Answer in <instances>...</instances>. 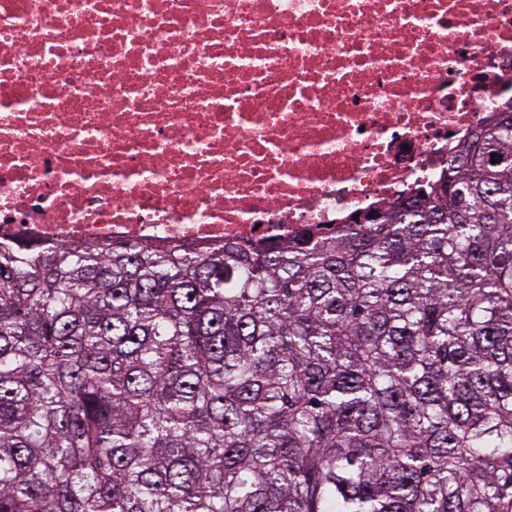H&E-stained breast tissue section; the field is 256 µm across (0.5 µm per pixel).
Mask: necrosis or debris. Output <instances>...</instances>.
Listing matches in <instances>:
<instances>
[{
  "mask_svg": "<svg viewBox=\"0 0 512 512\" xmlns=\"http://www.w3.org/2000/svg\"><path fill=\"white\" fill-rule=\"evenodd\" d=\"M512 98V0H0V240L341 227Z\"/></svg>",
  "mask_w": 512,
  "mask_h": 512,
  "instance_id": "necrosis-or-debris-1",
  "label": "necrosis or debris"
}]
</instances>
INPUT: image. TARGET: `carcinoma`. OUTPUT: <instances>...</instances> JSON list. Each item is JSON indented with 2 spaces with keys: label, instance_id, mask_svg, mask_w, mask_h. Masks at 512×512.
I'll return each instance as SVG.
<instances>
[{
  "label": "carcinoma",
  "instance_id": "1",
  "mask_svg": "<svg viewBox=\"0 0 512 512\" xmlns=\"http://www.w3.org/2000/svg\"><path fill=\"white\" fill-rule=\"evenodd\" d=\"M0 512H512V100L334 235L0 241Z\"/></svg>",
  "mask_w": 512,
  "mask_h": 512
}]
</instances>
